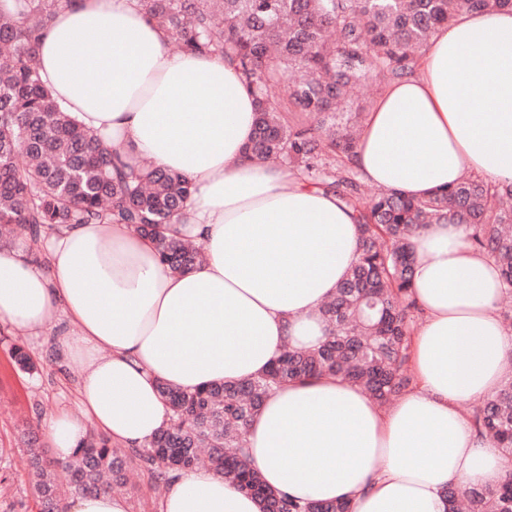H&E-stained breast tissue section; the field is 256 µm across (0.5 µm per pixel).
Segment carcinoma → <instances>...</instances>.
<instances>
[{
    "label": "carcinoma",
    "mask_w": 512,
    "mask_h": 512,
    "mask_svg": "<svg viewBox=\"0 0 512 512\" xmlns=\"http://www.w3.org/2000/svg\"><path fill=\"white\" fill-rule=\"evenodd\" d=\"M68 0L0 4V239L21 232L32 244L66 224H126L154 241L160 262L184 272L203 261L198 246L165 235L194 192L187 177L152 164L138 171L63 111L38 71V43ZM180 50L228 59L257 102L253 160L286 163L309 185L335 194L355 213L358 260L321 309L331 331L313 350L282 348L256 377L160 393L170 423L145 448L116 451L87 436L67 462L36 448L29 457L37 512H62L74 493L127 483L132 471L166 484L207 454L224 480L254 495L262 512H351L346 500L299 502L264 486L248 466V430L269 393L288 382L332 375L391 404L414 382L410 343L416 303L410 288L413 239L427 224H466L470 245L492 257L512 293V185L472 176L418 199L380 190L370 201L349 165L359 113L350 92L376 76L391 83L414 73L418 53L463 10L512 9V0H139ZM336 30L334 41L327 32ZM284 85L277 101L271 89ZM504 460L493 485L451 482L447 512H512V378L470 410Z\"/></svg>",
    "instance_id": "cac0c4a2"
}]
</instances>
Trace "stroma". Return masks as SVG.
I'll use <instances>...</instances> for the list:
<instances>
[{"label":"stroma","mask_w":512,"mask_h":512,"mask_svg":"<svg viewBox=\"0 0 512 512\" xmlns=\"http://www.w3.org/2000/svg\"><path fill=\"white\" fill-rule=\"evenodd\" d=\"M58 327L40 336L0 324V512H36L26 471L27 430L43 431L58 410L73 407L80 371L55 354ZM22 345L36 364L34 372L19 370L10 358Z\"/></svg>","instance_id":"stroma-1"}]
</instances>
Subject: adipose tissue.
I'll return each mask as SVG.
<instances>
[{"instance_id": "1", "label": "adipose tissue", "mask_w": 512, "mask_h": 512, "mask_svg": "<svg viewBox=\"0 0 512 512\" xmlns=\"http://www.w3.org/2000/svg\"><path fill=\"white\" fill-rule=\"evenodd\" d=\"M94 33L78 43V35ZM138 0H69L44 31L39 72L54 97L127 165L150 159L191 179L169 235L206 259L175 273L124 224H73L43 264L0 250V324L39 334L64 321L60 355L79 365L76 410L47 424L57 458L89 427L128 448L169 419L158 385L191 391L264 371L284 345L317 348L321 314L358 256L352 210L279 168L246 157L256 99L229 61L174 54ZM361 178L416 198L480 176L512 184V11H464L440 28L413 75L386 86L357 141ZM463 224L414 239L421 324L414 385L378 405L334 376L273 392L247 436V462L301 502L352 512H447L450 482L495 483L502 461L459 408L494 395L512 353L499 269ZM160 512H261L211 468L173 478Z\"/></svg>"}]
</instances>
